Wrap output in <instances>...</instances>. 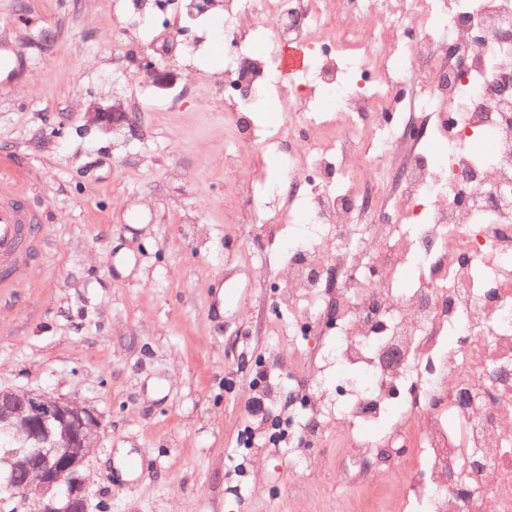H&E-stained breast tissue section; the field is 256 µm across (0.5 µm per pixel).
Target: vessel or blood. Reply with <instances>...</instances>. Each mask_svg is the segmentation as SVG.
<instances>
[{
	"label": "vessel or blood",
	"mask_w": 512,
	"mask_h": 512,
	"mask_svg": "<svg viewBox=\"0 0 512 512\" xmlns=\"http://www.w3.org/2000/svg\"><path fill=\"white\" fill-rule=\"evenodd\" d=\"M38 219L25 196L0 194V302L12 303L22 275L42 270L48 242L35 231Z\"/></svg>",
	"instance_id": "vessel-or-blood-1"
}]
</instances>
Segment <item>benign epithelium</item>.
Here are the masks:
<instances>
[{
	"mask_svg": "<svg viewBox=\"0 0 512 512\" xmlns=\"http://www.w3.org/2000/svg\"><path fill=\"white\" fill-rule=\"evenodd\" d=\"M151 83L166 89L177 80L169 68L152 60L140 65ZM86 118L110 127L122 124L136 131L133 115L117 106L89 104ZM102 417L81 402L45 391L0 388V439L16 446L17 461L3 485L16 509L27 507L36 487V512H90L92 491L86 473L98 447Z\"/></svg>",
	"mask_w": 512,
	"mask_h": 512,
	"instance_id": "benign-epithelium-1",
	"label": "benign epithelium"
}]
</instances>
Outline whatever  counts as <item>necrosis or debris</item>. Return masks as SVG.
<instances>
[{
	"label": "necrosis or debris",
	"instance_id": "4bbe7bcc",
	"mask_svg": "<svg viewBox=\"0 0 512 512\" xmlns=\"http://www.w3.org/2000/svg\"><path fill=\"white\" fill-rule=\"evenodd\" d=\"M202 11L235 51L224 112L242 153L291 147L288 189L323 232L291 267L289 319L315 328L332 299L334 359L359 375L294 404L318 420L341 401L343 470L365 492L416 457L403 512H512V41L501 37L512 0H207ZM283 88L290 119L271 138L250 114ZM317 95L345 118L335 139L318 133ZM414 108L447 136L443 162L402 152ZM477 135L488 154L470 150ZM361 138L369 151L352 149ZM369 169L394 173V202L359 179ZM397 396L387 437H368Z\"/></svg>",
	"mask_w": 512,
	"mask_h": 512
}]
</instances>
